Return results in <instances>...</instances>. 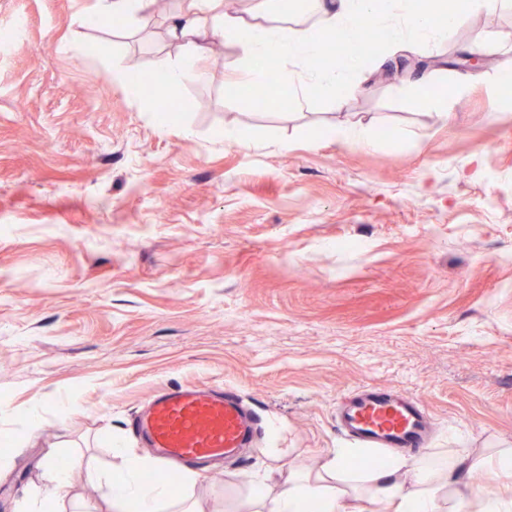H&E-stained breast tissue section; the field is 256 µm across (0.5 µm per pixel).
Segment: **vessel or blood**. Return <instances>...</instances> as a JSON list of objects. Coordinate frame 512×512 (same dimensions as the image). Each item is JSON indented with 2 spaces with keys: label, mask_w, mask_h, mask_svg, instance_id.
I'll use <instances>...</instances> for the list:
<instances>
[{
  "label": "vessel or blood",
  "mask_w": 512,
  "mask_h": 512,
  "mask_svg": "<svg viewBox=\"0 0 512 512\" xmlns=\"http://www.w3.org/2000/svg\"><path fill=\"white\" fill-rule=\"evenodd\" d=\"M256 425V415L231 386L160 390L136 419L146 445L173 468L238 455L252 447ZM336 428L360 447L393 452L427 448L432 439L431 414L421 399L364 385L341 396Z\"/></svg>",
  "instance_id": "vessel-or-blood-1"
}]
</instances>
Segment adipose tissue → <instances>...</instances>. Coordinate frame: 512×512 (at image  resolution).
<instances>
[{"mask_svg": "<svg viewBox=\"0 0 512 512\" xmlns=\"http://www.w3.org/2000/svg\"><path fill=\"white\" fill-rule=\"evenodd\" d=\"M392 4L393 0H309L310 24L283 27L269 24L260 8L237 14L225 10L224 0H187L168 34L198 56L207 55L216 38H234L250 61L236 77L240 88L262 83L266 59L303 63L308 79L290 78L282 88L283 95L293 98L314 83L341 105L361 92L370 72L350 56L324 61L326 38L354 42L363 20L388 14ZM461 22L460 14L446 12L442 0H424L389 33L387 47L414 49L442 42ZM268 454L274 467L247 487L229 512H376L381 503L389 512H512V448L481 456L455 452L438 464L429 463L424 455H398L380 466L361 463L360 449L336 448L323 456L314 473L287 465L282 449H269ZM112 455L120 460L119 468L88 475L92 484L104 489L98 512H207L205 501L196 493L204 475L194 470L183 472V491L176 495L166 482L142 480V471L154 464L150 457L121 443L113 446ZM352 458L357 459V466H349ZM481 466L494 467L505 477L497 495L467 488V473ZM82 467L78 455L47 457L43 468L55 496L31 497L26 503L29 512H45L53 499L69 502L71 477ZM69 504L72 512H79L78 503Z\"/></svg>", "mask_w": 512, "mask_h": 512, "instance_id": "ef3b65f1", "label": "adipose tissue"}]
</instances>
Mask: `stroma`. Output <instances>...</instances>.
Returning a JSON list of instances; mask_svg holds the SVG:
<instances>
[{"mask_svg": "<svg viewBox=\"0 0 512 512\" xmlns=\"http://www.w3.org/2000/svg\"><path fill=\"white\" fill-rule=\"evenodd\" d=\"M94 4L0 0V27L26 19L0 43V430L18 439L0 444V512L47 492V452L147 454L135 414L195 383L237 387L262 426L240 458L199 465L217 512L269 449L314 468L349 447L336 402L357 385L421 397L436 455L512 446V108L489 90L512 74V8L412 54L431 88L469 83L448 116L399 74L341 108L313 90L242 109L226 77L245 57L224 38L162 127L117 75L189 60L168 36L182 0L119 26L87 24ZM465 52L484 67H457ZM338 122L369 143L326 138Z\"/></svg>", "mask_w": 512, "mask_h": 512, "instance_id": "1", "label": "stroma"}]
</instances>
